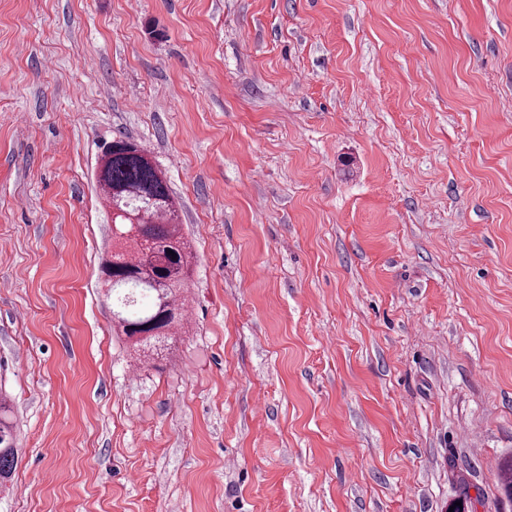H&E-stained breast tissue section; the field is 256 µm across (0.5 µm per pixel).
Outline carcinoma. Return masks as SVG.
Masks as SVG:
<instances>
[{"label":"carcinoma","instance_id":"1","mask_svg":"<svg viewBox=\"0 0 512 512\" xmlns=\"http://www.w3.org/2000/svg\"><path fill=\"white\" fill-rule=\"evenodd\" d=\"M97 182L112 209L116 249L102 262L112 324L133 342L138 365L160 369L174 335L187 324V286L194 259L162 170L145 150L121 138L104 147ZM17 464L14 416L0 396V490Z\"/></svg>","mask_w":512,"mask_h":512}]
</instances>
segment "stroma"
Listing matches in <instances>:
<instances>
[{
	"label": "stroma",
	"instance_id": "35a3bbf8",
	"mask_svg": "<svg viewBox=\"0 0 512 512\" xmlns=\"http://www.w3.org/2000/svg\"><path fill=\"white\" fill-rule=\"evenodd\" d=\"M196 259L112 330L106 143ZM0 512H512V0H0ZM10 403L0 395V491L8 489V482L17 464L15 424Z\"/></svg>",
	"mask_w": 512,
	"mask_h": 512
}]
</instances>
